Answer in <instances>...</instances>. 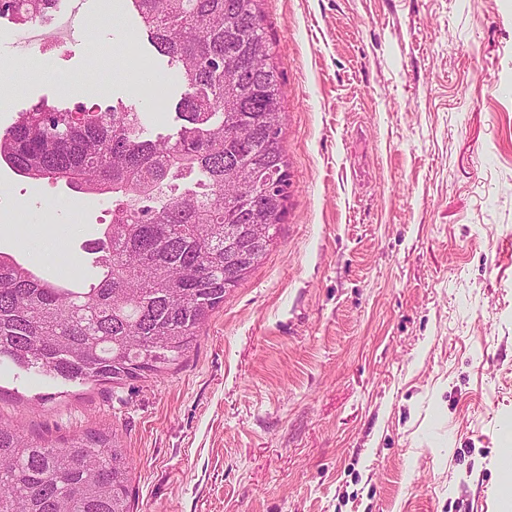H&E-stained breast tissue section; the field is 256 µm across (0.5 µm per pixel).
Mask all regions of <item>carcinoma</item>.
I'll return each mask as SVG.
<instances>
[{"label":"carcinoma","instance_id":"1","mask_svg":"<svg viewBox=\"0 0 512 512\" xmlns=\"http://www.w3.org/2000/svg\"><path fill=\"white\" fill-rule=\"evenodd\" d=\"M61 0H0V18L45 22ZM184 91L176 136L142 116L40 105L0 131V161L35 181L112 195L92 282L51 281L0 252V358L63 380L159 376L263 261L288 200L281 75L259 0H133ZM257 193L262 203L242 202ZM132 464L115 433L51 444L0 423V512H132Z\"/></svg>","mask_w":512,"mask_h":512}]
</instances>
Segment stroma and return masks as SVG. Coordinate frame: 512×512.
Returning a JSON list of instances; mask_svg holds the SVG:
<instances>
[{"label":"stroma","instance_id":"35a3bbf8","mask_svg":"<svg viewBox=\"0 0 512 512\" xmlns=\"http://www.w3.org/2000/svg\"><path fill=\"white\" fill-rule=\"evenodd\" d=\"M290 178L270 251L178 365L122 385L0 361V419L116 431L134 512H504L512 446V0H261ZM115 21L98 22L104 10ZM0 18V130L40 101L123 107L177 132L176 67L127 82L131 0L27 79ZM72 74L87 75L74 85ZM48 214L19 248L16 208ZM111 202L0 164V251L96 274Z\"/></svg>","mask_w":512,"mask_h":512}]
</instances>
